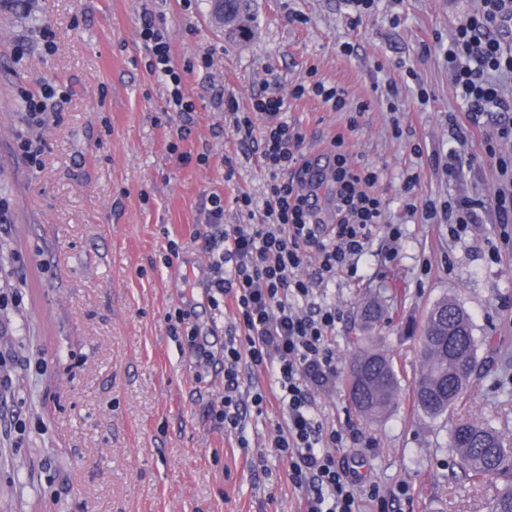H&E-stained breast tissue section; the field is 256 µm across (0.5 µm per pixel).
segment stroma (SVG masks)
<instances>
[{"instance_id": "obj_1", "label": "stroma", "mask_w": 512, "mask_h": 512, "mask_svg": "<svg viewBox=\"0 0 512 512\" xmlns=\"http://www.w3.org/2000/svg\"><path fill=\"white\" fill-rule=\"evenodd\" d=\"M250 41L227 38L207 0H8L0 6V512H297L302 492L288 460L266 442L275 406L248 414L241 448L210 416L224 370L205 362L166 314L220 353L233 311H214L205 290V192L224 196V221L241 223L239 191L261 195L265 174L228 127L253 96H288V120L307 135L309 155L336 137L350 161L377 170L374 190L399 243L376 233L358 273L324 291L341 318L331 337L336 387L315 405L345 436L338 457L378 494L361 512H487L494 484L464 477L450 448L460 419L493 421L512 438V242L492 259L497 224L468 225L458 238L407 206L493 194L499 174L481 145L456 179L443 163L460 113L445 53L475 0H376L359 26L346 0H251ZM169 40L195 103L167 108V85L149 71L139 38L144 19ZM56 49L43 47V26ZM210 66H202V57ZM348 89L361 113L333 112L290 92L307 71ZM70 88L48 100L46 120L28 124L21 92ZM397 84L402 112L386 110ZM403 134L394 137L393 125ZM187 137H178L181 128ZM24 137L41 152L32 167ZM209 161L198 165L200 152ZM178 257H171V249ZM471 315L486 371L441 418L415 403L427 311L442 297ZM378 298L390 320L361 331L357 311ZM365 349L393 360L400 381L390 416L373 422L348 394L352 362Z\"/></svg>"}]
</instances>
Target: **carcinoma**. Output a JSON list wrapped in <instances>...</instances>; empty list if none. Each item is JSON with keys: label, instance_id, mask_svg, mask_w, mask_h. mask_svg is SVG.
I'll use <instances>...</instances> for the list:
<instances>
[{"label": "carcinoma", "instance_id": "obj_1", "mask_svg": "<svg viewBox=\"0 0 512 512\" xmlns=\"http://www.w3.org/2000/svg\"><path fill=\"white\" fill-rule=\"evenodd\" d=\"M230 10H213L224 31L245 41L251 34L252 16L248 0H230ZM385 316L375 298L360 308L364 326L373 327ZM486 336L473 334L471 315L459 303L443 298L429 310L419 336L421 370L416 376L414 397L430 417L448 412L482 373L477 351ZM399 379L390 356L380 350H365L354 362L349 397L355 410L371 421L384 419L397 403ZM451 444L459 467L474 483L494 480L500 483L490 512H512V444L497 428L483 423L459 421L451 430Z\"/></svg>", "mask_w": 512, "mask_h": 512}]
</instances>
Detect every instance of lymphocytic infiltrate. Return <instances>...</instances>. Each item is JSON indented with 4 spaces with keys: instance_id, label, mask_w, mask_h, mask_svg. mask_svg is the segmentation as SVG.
I'll list each match as a JSON object with an SVG mask.
<instances>
[{
    "instance_id": "f902f5d3",
    "label": "lymphocytic infiltrate",
    "mask_w": 512,
    "mask_h": 512,
    "mask_svg": "<svg viewBox=\"0 0 512 512\" xmlns=\"http://www.w3.org/2000/svg\"><path fill=\"white\" fill-rule=\"evenodd\" d=\"M139 37L149 54L150 71L171 87L169 108L193 112L165 36L147 19ZM511 37L512 0H479L477 11L448 45L456 97L468 118L464 125L456 117L448 119V132L460 146L481 131L488 113L512 112V97L503 93L504 79H512V49L506 46ZM305 96L320 98L335 112L364 110L352 104L346 88L312 78L297 83L287 97L268 90L256 94L251 111L235 115L233 130L242 143L258 146L268 175L261 201L244 191L236 197L240 213L246 215L261 204V223H225L223 195H204L209 229L206 290L213 306L231 301L241 329L224 342V394L211 416L245 448L248 410L260 415L268 402H275L283 423L269 445L287 457L289 478L304 491L300 512H360L362 481L337 459L343 435L315 411L311 392L336 381L330 337L340 313L320 301V291L336 274L353 273L374 229L384 223V207L373 190L376 173L350 162L338 138L329 158L334 221L315 223L310 199L317 188L308 178L310 159L302 149L306 136L287 117L289 99ZM497 136V143L484 145L500 176L491 198L458 197L442 214L412 200L410 212H421L428 221L443 215L454 236L459 225L481 224L490 215L498 224H512V155L501 150L512 142V125L501 124ZM245 372L253 377L270 373L272 383L243 396L240 378Z\"/></svg>"
}]
</instances>
